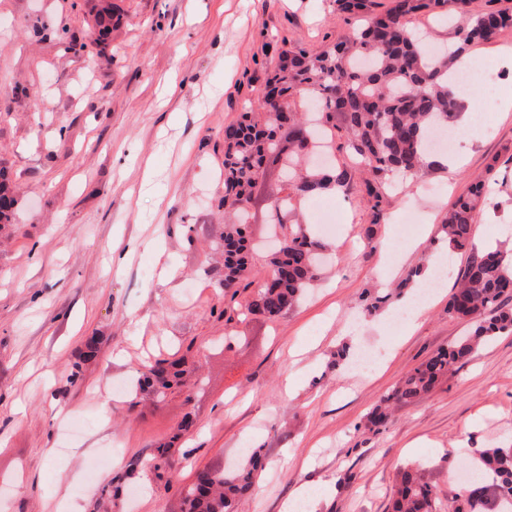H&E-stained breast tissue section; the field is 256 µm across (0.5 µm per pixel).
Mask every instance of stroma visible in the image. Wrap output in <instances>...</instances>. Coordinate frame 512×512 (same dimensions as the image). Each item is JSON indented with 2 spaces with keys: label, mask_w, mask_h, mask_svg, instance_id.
<instances>
[{
  "label": "stroma",
  "mask_w": 512,
  "mask_h": 512,
  "mask_svg": "<svg viewBox=\"0 0 512 512\" xmlns=\"http://www.w3.org/2000/svg\"><path fill=\"white\" fill-rule=\"evenodd\" d=\"M389 4L353 15L335 0H0V170L16 199L0 224V512H185L197 470L230 469L254 447L267 465L239 512H283L322 484L306 512H387L407 461L445 497L476 449L512 446V334L393 406L385 428L368 423L410 369L469 330L448 315L467 252L448 253L449 278L414 327L364 302L443 250L442 221L479 175L494 179L476 236L512 251V109L491 113L493 133L455 171L387 192L381 223L356 184L320 196L340 216L334 234L303 200L323 244L317 281L278 318H224L225 126L262 101L273 42L320 51ZM509 46L512 28L471 48L497 76L468 84L474 107L512 97ZM283 193L268 166L247 224L260 271ZM345 348L379 360L337 363ZM179 357L190 371L164 398L139 388L142 364ZM166 441L159 475L150 462Z\"/></svg>",
  "instance_id": "stroma-1"
}]
</instances>
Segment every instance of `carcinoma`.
Masks as SVG:
<instances>
[{
    "label": "carcinoma",
    "instance_id": "carcinoma-1",
    "mask_svg": "<svg viewBox=\"0 0 512 512\" xmlns=\"http://www.w3.org/2000/svg\"><path fill=\"white\" fill-rule=\"evenodd\" d=\"M451 4L467 13L468 0H392L381 16L367 23L344 42L321 52L304 47L282 50L266 83L260 112H245L241 120L224 128V295L236 296L251 286L252 247L245 235L254 189L267 160H278L283 149L288 159L282 176L288 194L272 209L283 229L284 240L266 265L271 280H263L247 310L277 318L291 310L302 293L318 278L316 264L321 242L291 218L292 201L303 200L332 188H348L355 173L345 166L312 168L300 165L315 138L297 112L288 113V146L280 147L281 109L294 97H309L316 104L328 135L344 132L353 151L370 167L361 179L362 192L373 211V223L383 219V186L398 173L417 175L433 150L435 133L454 125L463 107L456 89L448 84V70L470 46L491 40L500 30L512 28V12L489 9L472 16L457 30V40L430 54L425 37L408 26L407 18L432 13ZM488 187L480 179L469 195L459 198L442 225L448 244L457 250L473 247L477 214L486 203ZM15 200L9 181L0 173V224L11 221ZM416 268L398 288L374 298L372 312L400 299L411 290ZM512 265L503 262V251L487 246L470 257L448 298V315L471 323L470 332L433 353L411 369L400 384L376 405L371 424L386 426V403H410L426 395L439 379L463 365L484 342L512 333ZM181 359L146 364L138 371L140 383L159 393L179 382L186 370ZM262 468L258 449L246 463L230 471L200 469L185 489L188 512H238L241 499L253 486ZM472 469L480 477L462 485L448 498V512H491L512 503V448H482ZM391 512H441L436 487L421 467L409 463L400 471Z\"/></svg>",
    "mask_w": 512,
    "mask_h": 512
}]
</instances>
